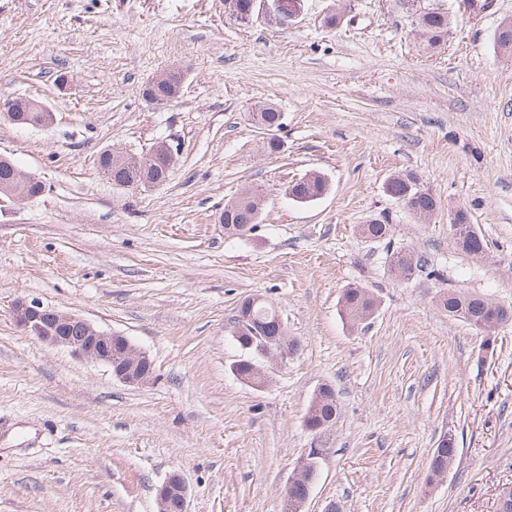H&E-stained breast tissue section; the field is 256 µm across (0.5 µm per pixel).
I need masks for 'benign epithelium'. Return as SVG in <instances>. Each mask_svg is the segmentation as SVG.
Returning a JSON list of instances; mask_svg holds the SVG:
<instances>
[{"instance_id":"benign-epithelium-1","label":"benign epithelium","mask_w":512,"mask_h":512,"mask_svg":"<svg viewBox=\"0 0 512 512\" xmlns=\"http://www.w3.org/2000/svg\"><path fill=\"white\" fill-rule=\"evenodd\" d=\"M283 0H264L261 3L260 14L279 28L286 29L299 19L303 9L298 0H292L288 10L282 9ZM35 110L42 113V118L32 121L26 117V112ZM0 116L18 125H32L34 127H47L55 119L54 113L46 105L33 102L29 99H0ZM165 162L164 170L170 171L174 162V154L166 143L156 145L153 150L138 165L151 168L156 158ZM17 325L28 336L46 342L53 346H61L72 353L87 357L106 365L112 375L123 383L131 386H145L155 380L154 363L148 354L136 347L128 337L119 333H104L93 326L85 318L58 311L36 301H20L14 308ZM234 334L243 342L244 346L251 348L256 343L255 331L251 330L248 319L237 316ZM325 451L322 448H310L300 461L295 473L288 479L283 498L287 508L295 506L304 508L308 502L312 487L317 479L318 472H309L305 465L311 459H322ZM301 480L307 492L297 500L290 497L289 491L296 480ZM157 500L159 512H189L188 488L181 476L168 477L158 489Z\"/></svg>"}]
</instances>
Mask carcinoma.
I'll list each match as a JSON object with an SVG mask.
<instances>
[{"label":"carcinoma","instance_id":"carcinoma-1","mask_svg":"<svg viewBox=\"0 0 512 512\" xmlns=\"http://www.w3.org/2000/svg\"><path fill=\"white\" fill-rule=\"evenodd\" d=\"M412 4V23L416 25L431 46H437L447 40L451 30V14L443 0H396L400 8ZM261 0H232L237 16L235 20L243 24L259 21ZM495 49L507 58L512 57V19L499 25L495 35ZM171 82L155 85L149 89L150 94L164 99L171 94L172 83L182 82V74L178 70L170 72ZM260 129L279 131L283 127L282 113L273 105H264L255 113ZM101 171H112V182L116 183L129 178L143 176L136 165V157L128 154L111 160L98 161ZM327 190L324 177L312 173L301 177L294 185L288 186V195L300 203H308L319 199ZM385 192L402 202L409 201L408 211L417 214L419 211L433 212L437 207V199L427 189L418 185V178L412 174L389 178L385 183ZM263 210V195L252 187H248L233 200L224 204V223L243 228L241 234L254 231L259 223ZM455 226L460 229V238L456 239L459 247L467 254L480 257L484 253L479 232L474 225L468 223L467 212H456ZM361 233L368 241L383 246L385 262L389 272L399 278L409 279L421 273L427 276H440L434 264L420 251L395 245L392 236V225L387 220H374L361 227ZM440 304L448 316L462 320L477 330L496 328L512 321V309L505 308L485 297L465 294L455 289H448L440 297ZM376 308V301L368 289L352 284L343 290L340 299V315L352 324H360L369 319ZM251 325L259 332L272 331L276 326L283 325L275 307L267 302L256 304L251 312ZM245 364L236 368L234 375L256 387L265 384V376L261 371L263 354L254 349L245 350ZM339 406L335 390L322 386L318 395L312 397L306 415L307 421H319L334 424L338 417ZM457 448L453 438H448V445L443 453L431 458L429 470L436 475L448 468L456 456Z\"/></svg>","mask_w":512,"mask_h":512}]
</instances>
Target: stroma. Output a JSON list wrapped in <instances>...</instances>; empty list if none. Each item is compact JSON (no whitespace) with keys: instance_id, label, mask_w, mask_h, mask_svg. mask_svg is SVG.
Returning a JSON list of instances; mask_svg holds the SVG:
<instances>
[{"instance_id":"1","label":"stroma","mask_w":512,"mask_h":512,"mask_svg":"<svg viewBox=\"0 0 512 512\" xmlns=\"http://www.w3.org/2000/svg\"><path fill=\"white\" fill-rule=\"evenodd\" d=\"M482 16L449 0L447 41L428 47L395 0H305L299 22L240 25L224 0H0V98L56 115L47 128L0 119V157L40 178L35 199L0 204V512H157L181 473L190 512H280L307 448L328 454L305 512H496L512 486V324L480 331L439 304L448 289L512 306V59L495 51L512 0ZM180 68L179 98L142 88ZM284 114L282 148L252 118ZM176 161L161 185L129 190L99 171L103 149ZM329 189L299 203L289 182ZM414 173L438 199L425 223L388 196ZM247 186L265 197L245 236L218 217ZM467 211L486 254L461 252L448 211ZM388 216L397 245L439 279H393L359 227ZM378 308L353 326L348 285ZM272 303L300 343L256 389L231 364L240 300ZM127 336L153 360L134 388L104 365L25 335L18 300ZM340 416L304 425L315 388ZM452 434L440 479L429 461ZM327 190V182L324 177L317 173H312L301 177L294 185L288 186V194L291 199L308 203L319 199Z\"/></svg>"}]
</instances>
